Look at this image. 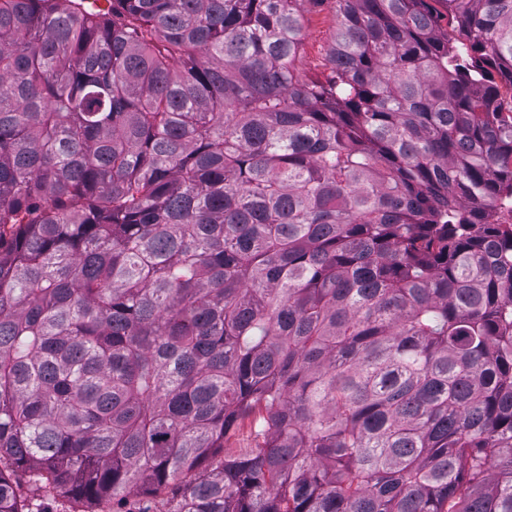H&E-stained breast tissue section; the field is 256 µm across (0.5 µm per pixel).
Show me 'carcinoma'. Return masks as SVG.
<instances>
[{
  "label": "carcinoma",
  "instance_id": "1",
  "mask_svg": "<svg viewBox=\"0 0 512 512\" xmlns=\"http://www.w3.org/2000/svg\"><path fill=\"white\" fill-rule=\"evenodd\" d=\"M105 2L0 0V512H512V0ZM302 2L305 15L303 62L307 69L322 72L323 53L335 27L333 1ZM42 497V500H43V506L44 508H48L49 510H52V512H64V510H67L66 512H68V510H73V509H83V510H95L96 512H102L101 509H104L106 511L104 512H108V511H111L112 512V500L108 503V504H105V505H100V506H95V505H85V504H82V503H76V502H73V501H70L68 498L66 497H61V496H58L57 494H53V493H46V495Z\"/></svg>",
  "mask_w": 512,
  "mask_h": 512
}]
</instances>
